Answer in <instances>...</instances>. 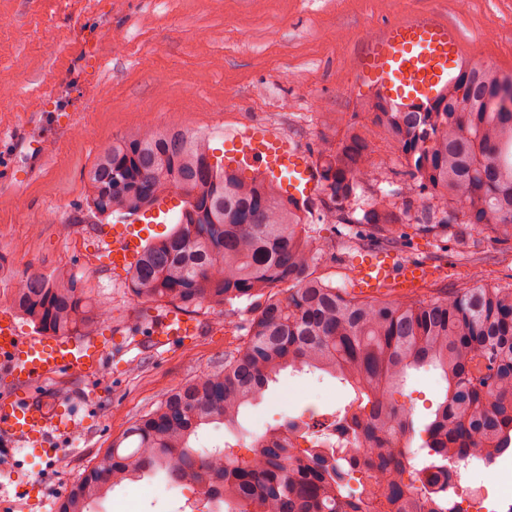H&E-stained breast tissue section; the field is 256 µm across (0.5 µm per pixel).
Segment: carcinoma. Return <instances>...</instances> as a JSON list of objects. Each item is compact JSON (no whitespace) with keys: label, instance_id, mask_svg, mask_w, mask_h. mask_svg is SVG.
<instances>
[{"label":"carcinoma","instance_id":"cac0c4a2","mask_svg":"<svg viewBox=\"0 0 512 512\" xmlns=\"http://www.w3.org/2000/svg\"><path fill=\"white\" fill-rule=\"evenodd\" d=\"M373 108L398 147V189L372 188V150L351 125L318 152L328 223L356 227L355 244L403 245L404 225L443 234L452 213L457 237L488 230L512 243V77L468 64L447 95L422 109L401 112L381 100ZM84 183L86 218L142 217L171 196L183 203L172 231L130 271L137 300L223 311L246 297L255 306L242 345L136 418L57 512H95L115 487L158 473L170 486L208 488L235 512H448V462L512 454V286L366 298L326 282L315 269L328 251L298 203L224 170L203 133L146 127L116 138ZM11 303L51 336H90L107 318L63 270L23 274ZM429 367L443 373L447 392L426 427L417 486L403 479L413 422L388 395L409 370ZM287 368L327 373L351 390L338 447H293L282 430L294 419L270 428L251 457L228 442L195 446L208 425L239 430L245 407Z\"/></svg>","mask_w":512,"mask_h":512}]
</instances>
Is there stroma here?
<instances>
[{"instance_id": "stroma-1", "label": "stroma", "mask_w": 512, "mask_h": 512, "mask_svg": "<svg viewBox=\"0 0 512 512\" xmlns=\"http://www.w3.org/2000/svg\"><path fill=\"white\" fill-rule=\"evenodd\" d=\"M426 11L447 16L473 62L512 76V0H0V314L25 271L69 268L108 310L99 333L112 340L103 376H66L41 391L77 421L61 453L0 439V462H13L0 472V512H55L135 418L241 346L252 317L246 299L223 313L199 307L193 338L160 353L130 348L166 304L136 300L128 275L100 266L92 225L64 222L84 210L83 174L101 150L150 125L208 134L220 154L225 133L262 124L313 158L351 123L371 142L377 171L396 166L352 58L382 25ZM327 202L321 188L305 205L314 235L332 245L317 273L343 287L358 252L339 225L319 221ZM408 238L400 259L440 268L419 297L473 279L512 283V249L490 234L475 236L468 265L457 239ZM445 389L421 369L391 400L421 427ZM311 404L342 412L348 398L332 377L286 370L242 424L258 435Z\"/></svg>"}]
</instances>
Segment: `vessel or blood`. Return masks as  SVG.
Listing matches in <instances>:
<instances>
[{
	"mask_svg": "<svg viewBox=\"0 0 512 512\" xmlns=\"http://www.w3.org/2000/svg\"><path fill=\"white\" fill-rule=\"evenodd\" d=\"M466 53L456 30L436 12L392 22L369 38L354 61L360 83L373 99L404 110L428 105L448 90L465 64ZM224 167L250 172L272 183L285 197L305 203L316 193L315 168L307 154L287 137L264 125H252L224 139ZM160 211L130 224H105L98 230L103 261L125 272L140 260ZM356 293L376 297L419 288L426 266L400 260L391 251H372L357 261ZM197 326L176 309H169L152 327L151 349L194 336ZM111 349L106 337L78 340L70 336H23L10 316L0 317V355L8 359L13 394L0 398V436L25 448L46 447L52 436L66 434L71 421L60 406L50 405L36 389L65 374L96 375Z\"/></svg>",
	"mask_w": 512,
	"mask_h": 512,
	"instance_id": "vessel-or-blood-1",
	"label": "vessel or blood"
}]
</instances>
